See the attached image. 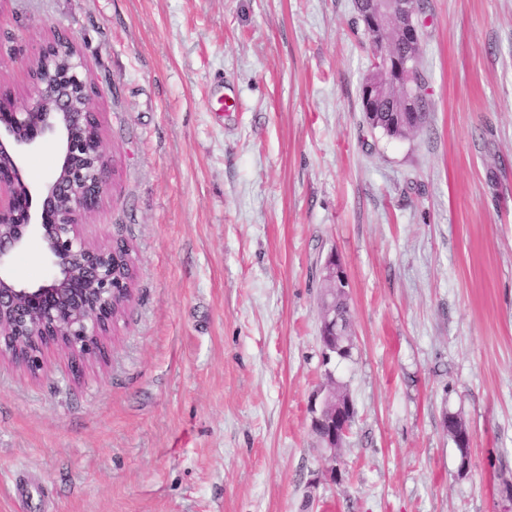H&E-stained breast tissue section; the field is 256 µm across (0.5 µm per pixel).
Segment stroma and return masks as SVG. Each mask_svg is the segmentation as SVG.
<instances>
[{
    "mask_svg": "<svg viewBox=\"0 0 512 512\" xmlns=\"http://www.w3.org/2000/svg\"><path fill=\"white\" fill-rule=\"evenodd\" d=\"M429 3L432 112L395 139L355 0H0L16 98L46 25L77 37L113 160L83 233L137 267L107 362H0V512H512V0ZM333 253L354 347L327 363ZM344 394L349 398L347 393ZM349 399L336 401V398L326 393L320 409L312 410L311 427L320 432L324 448L330 452L331 465L326 474L334 482L341 478L344 470V462L336 458V450L341 447L342 440L351 430L353 414Z\"/></svg>",
    "mask_w": 512,
    "mask_h": 512,
    "instance_id": "1",
    "label": "stroma"
}]
</instances>
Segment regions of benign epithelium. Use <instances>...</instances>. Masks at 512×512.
<instances>
[{
	"label": "benign epithelium",
	"mask_w": 512,
	"mask_h": 512,
	"mask_svg": "<svg viewBox=\"0 0 512 512\" xmlns=\"http://www.w3.org/2000/svg\"><path fill=\"white\" fill-rule=\"evenodd\" d=\"M363 2L359 20L370 36L374 70L362 84V104L370 113L401 89L408 96L395 111L398 122L401 113L413 111L415 64L397 50V41L414 43L421 34L415 0ZM60 42L72 48L61 74L30 78L32 93L22 102L0 91V360H9L31 377L45 372L50 348L70 355L77 377L86 364L106 360L116 311L126 310L133 297L124 242L97 245L81 232L82 223L104 203L111 162L103 136L89 133L97 123L92 108L96 87L90 84L75 35L51 30L37 56ZM47 143L57 147L58 163L51 179L35 187L23 177L22 162ZM32 238L41 242L50 268V277L37 287L21 285L9 274L14 255ZM323 270L335 286H348L336 255H329ZM340 328L336 313L323 311L321 341L327 363L336 356ZM351 420L350 401L328 393L320 409L312 410L311 427L330 452L327 476L334 482L344 470L336 449L350 433Z\"/></svg>",
	"instance_id": "7a95c632"
}]
</instances>
